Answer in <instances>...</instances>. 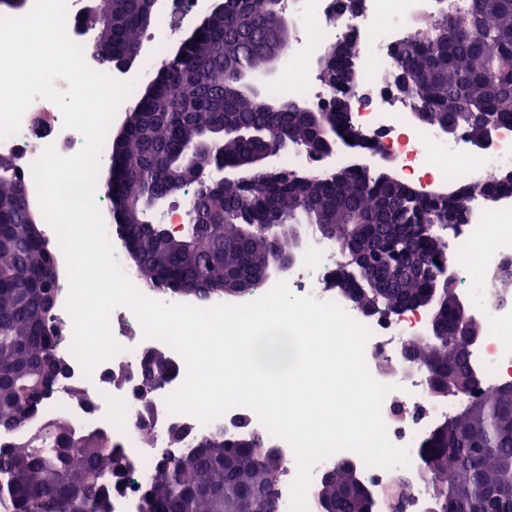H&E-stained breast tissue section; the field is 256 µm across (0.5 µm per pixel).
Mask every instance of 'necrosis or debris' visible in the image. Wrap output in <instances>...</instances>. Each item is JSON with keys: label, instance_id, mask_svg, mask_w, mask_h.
Wrapping results in <instances>:
<instances>
[{"label": "necrosis or debris", "instance_id": "obj_1", "mask_svg": "<svg viewBox=\"0 0 512 512\" xmlns=\"http://www.w3.org/2000/svg\"><path fill=\"white\" fill-rule=\"evenodd\" d=\"M447 5L448 0H364L358 17L357 87L372 89L376 96L351 113L350 121L355 128L372 134L376 147L390 156L404 178L459 187L483 174L512 170V125L501 126L493 133L489 147L479 152L465 137L447 138L437 128L417 125L407 111L395 108L383 94L390 79V45L406 38L417 20L438 14ZM203 9L204 0H157V26L143 38L149 60L136 70L118 74V81L131 83L137 89L151 79L150 60L163 53L174 27L190 26ZM284 12L298 31L299 40L288 52L275 90L311 106L328 103L330 93L316 84L312 64L321 48L338 35L332 23L333 0H284ZM50 145L61 155L71 156L84 147L85 139L78 131L64 128L60 108L45 97L31 102L17 133L0 138V154L14 158L33 202L38 195L31 166L40 150ZM469 211V224L462 226L448 248V265L459 275L468 310L486 327L480 342L468 348L470 363L483 384L512 383V299H495L489 286L490 275L512 261V204L486 208L474 202ZM337 258L335 244L310 249L298 272L287 280L291 292L341 303V296L328 286L335 276ZM69 291L66 284L58 289L49 322L50 328L60 334L57 352L67 361L69 374L33 425L38 428L63 419L77 437L99 430L111 434L113 444L135 466L133 484L113 494L112 512H144L141 488L152 479L153 464L165 452V438L172 427L187 425L197 435L218 429L232 433L236 419L244 416L251 431L263 432L257 414L245 407L231 409L208 422L170 411L167 400L183 384L186 363L165 342L145 336L133 311L124 306L115 308L109 320L111 334L122 345V353L97 364L91 374H84L71 350L74 325L67 308ZM348 314L370 332L364 350L367 366L377 381L391 387L381 415L390 441L406 449L409 459L408 466L393 469L361 465L362 477L373 488L380 512H386L389 491L398 482L409 493L412 512H430V485L420 463V446L453 404L433 401L426 378L402 359L405 341L423 328L426 316L417 307L387 318L368 317L353 308ZM149 350L164 352L176 371L153 392L154 418L144 434L132 424L134 382L117 385L111 383L110 377L120 371L136 374L142 355ZM78 388L96 394L94 409L74 401L73 393Z\"/></svg>", "mask_w": 512, "mask_h": 512}]
</instances>
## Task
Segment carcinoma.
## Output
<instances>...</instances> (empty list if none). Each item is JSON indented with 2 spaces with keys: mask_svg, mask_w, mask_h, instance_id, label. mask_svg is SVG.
I'll use <instances>...</instances> for the list:
<instances>
[{
  "mask_svg": "<svg viewBox=\"0 0 512 512\" xmlns=\"http://www.w3.org/2000/svg\"><path fill=\"white\" fill-rule=\"evenodd\" d=\"M98 37L90 46L110 73L132 54L155 21L145 0H105ZM459 25L443 13L403 40L396 51L405 77L404 100L417 120L453 136H484L486 125L512 124V0H467ZM292 23L278 0H224V10L199 30L178 56L166 55L152 91L138 90L112 176L105 190L112 225L136 251L142 282L199 303L224 296L228 278L260 279L263 270L294 256L307 226L355 259L336 276L359 298L381 308L439 298L434 348L411 346L414 362L432 372L442 389L472 397L466 388L469 353L458 345L464 325L453 287L420 274L447 265L440 223L453 205L413 199L401 182L382 173L299 174L269 178L258 171L243 180L216 176L192 185L181 174L193 151L209 145L229 166L278 141L317 153L345 136L366 140L336 111V102L312 109L286 95L262 96L246 78L283 57ZM14 161L0 155V436L18 435L36 418L69 367L57 354L58 337L47 328L59 288L56 254L32 228L29 204ZM192 192L183 230L164 232L150 214L170 198ZM273 224L271 235H248L252 225ZM496 296L512 294V262L495 275ZM139 373L138 416L146 420L157 388L150 369L172 373L161 351H149ZM51 423L7 446L0 445V512H112V494L131 480L132 464L112 449L105 431L81 447ZM270 441L257 433L240 438L202 434L193 448L157 461L145 486L146 512H250L251 499L277 507L276 486L287 472ZM435 463L427 471L433 512H512V384L480 394L478 408L463 406L423 443ZM342 461L322 483L332 512H358L341 492Z\"/></svg>",
  "mask_w": 512,
  "mask_h": 512,
  "instance_id": "1",
  "label": "carcinoma"
}]
</instances>
